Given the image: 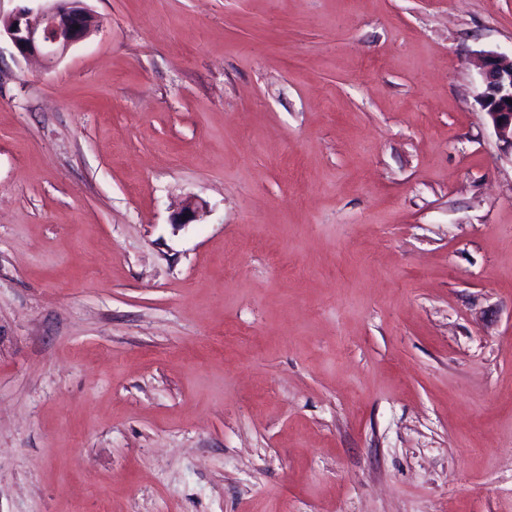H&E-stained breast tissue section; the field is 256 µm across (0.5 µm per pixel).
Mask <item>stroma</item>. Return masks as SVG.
Returning <instances> with one entry per match:
<instances>
[{
    "label": "stroma",
    "mask_w": 512,
    "mask_h": 512,
    "mask_svg": "<svg viewBox=\"0 0 512 512\" xmlns=\"http://www.w3.org/2000/svg\"><path fill=\"white\" fill-rule=\"evenodd\" d=\"M86 4L0 38V512H512V0ZM36 1L44 4L35 13L22 8L3 22L4 32L23 57L41 56L52 63L71 47L85 41L100 25L86 0ZM480 104L498 138L512 148V52H488L483 56Z\"/></svg>",
    "instance_id": "35a3bbf8"
}]
</instances>
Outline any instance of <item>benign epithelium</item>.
I'll use <instances>...</instances> for the list:
<instances>
[{"label": "benign epithelium", "mask_w": 512, "mask_h": 512, "mask_svg": "<svg viewBox=\"0 0 512 512\" xmlns=\"http://www.w3.org/2000/svg\"><path fill=\"white\" fill-rule=\"evenodd\" d=\"M37 10L20 9L3 22V30L23 57L40 56L52 63L85 41L100 20L85 0H42ZM480 104L498 138L512 147V55L488 52L483 56Z\"/></svg>", "instance_id": "obj_1"}]
</instances>
